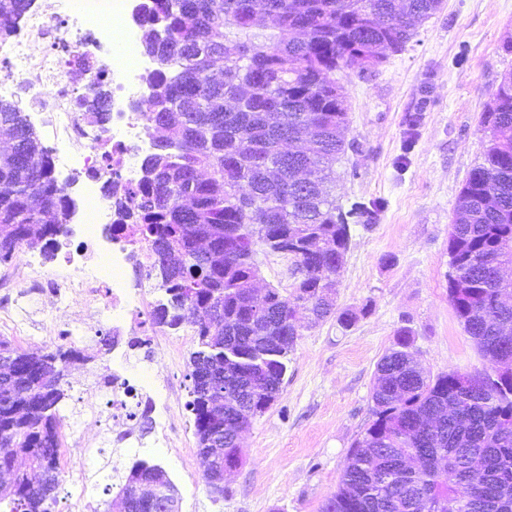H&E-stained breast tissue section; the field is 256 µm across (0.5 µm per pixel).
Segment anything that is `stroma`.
<instances>
[{
    "instance_id": "obj_1",
    "label": "stroma",
    "mask_w": 512,
    "mask_h": 512,
    "mask_svg": "<svg viewBox=\"0 0 512 512\" xmlns=\"http://www.w3.org/2000/svg\"><path fill=\"white\" fill-rule=\"evenodd\" d=\"M510 39L512 0H443L406 48L387 54L372 76L338 73L348 97V147L335 165L336 201L384 203L373 223L352 225L335 279L337 307L356 312L358 320L346 328L331 318L298 337L279 399L241 437V462L223 500L212 501L203 486L186 408L189 359L198 348L191 327L174 330L177 355L164 346L136 348L125 364L127 374L149 372L174 386L166 443L156 445L149 423L138 424L135 442L119 443L111 418L82 420L89 391L112 371L111 355L98 353L111 323L95 333L54 335V328L71 324L81 300L55 309L15 288L31 321L21 348L94 354L66 369L54 512H78L82 500L106 512L138 459L167 472L180 512H320L371 418L376 364L400 330L409 331L410 350L429 375L486 369L448 301V228L458 193L487 144L481 116L502 75L512 71V53L503 48ZM414 114L421 120L412 127Z\"/></svg>"
}]
</instances>
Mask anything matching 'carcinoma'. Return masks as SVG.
Here are the masks:
<instances>
[{"mask_svg": "<svg viewBox=\"0 0 512 512\" xmlns=\"http://www.w3.org/2000/svg\"><path fill=\"white\" fill-rule=\"evenodd\" d=\"M30 0H0V36ZM442 0H146L142 51L153 152L140 185H108L126 199L123 219L144 225L167 300L162 327L191 326V400L207 492L216 464L239 463V437L279 399L288 354L304 327L334 314L324 299L341 268L350 225L377 211L344 208L332 195L345 152L348 106L336 72L357 75L388 49L403 50ZM276 20L279 33L262 32ZM482 125L483 160L460 190L448 231V300L489 364L512 359V302L500 300L498 262L512 259V72L498 84ZM0 265L25 248L49 249L71 202L25 113L0 100ZM212 242L208 254L196 240ZM288 257L287 295L257 299L259 250ZM92 356L62 347L33 354L0 339V512H53L60 485L65 370ZM371 420L350 449L336 493L321 512H512V374L483 372L482 387L450 370L432 377L408 332L376 366ZM481 457L470 500L460 468ZM179 512L158 464L139 460L109 507Z\"/></svg>", "mask_w": 512, "mask_h": 512, "instance_id": "carcinoma-1", "label": "carcinoma"}]
</instances>
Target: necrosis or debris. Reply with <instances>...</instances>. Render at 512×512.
I'll return each instance as SVG.
<instances>
[{"label": "necrosis or debris", "instance_id": "1", "mask_svg": "<svg viewBox=\"0 0 512 512\" xmlns=\"http://www.w3.org/2000/svg\"><path fill=\"white\" fill-rule=\"evenodd\" d=\"M61 16L68 26L62 38L51 26ZM90 42L104 54L95 71L77 66ZM4 44L10 68L0 80V94L22 86L33 71L52 86L50 98L34 97L31 105L56 143L53 167L82 170L85 178L77 187L81 220L65 225L62 241L56 242V268L47 269L42 260L28 255L13 276L0 278V325L19 337L26 331L27 319L9 296L21 279L30 293L54 301L69 294L82 297L86 317L95 305H103L113 335L126 330L135 337L142 335L145 312L132 304L147 302L144 282L152 276L156 257L138 225L121 221L118 202L106 190L112 178L137 186L143 177L141 163L153 150L143 115L136 109L137 100L147 93L143 77L151 66L140 50L138 0H32ZM104 80L111 90L103 118L95 122L87 111L95 107ZM79 94L86 101L83 112L73 107ZM98 386L112 392L107 406L112 420L124 427L117 436L121 442L135 436L141 415L167 405L171 394L168 384L156 378L150 395H143L117 369L101 378Z\"/></svg>", "mask_w": 512, "mask_h": 512}]
</instances>
